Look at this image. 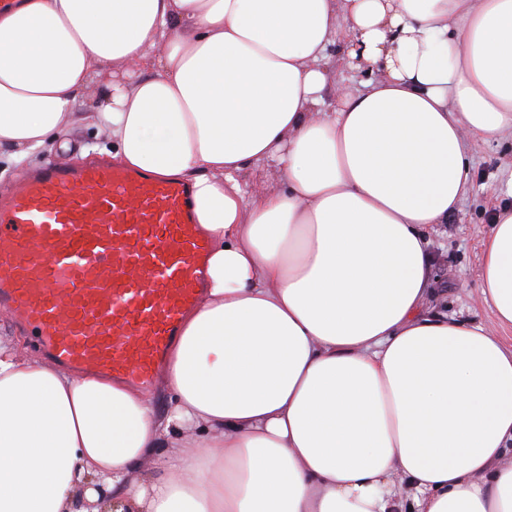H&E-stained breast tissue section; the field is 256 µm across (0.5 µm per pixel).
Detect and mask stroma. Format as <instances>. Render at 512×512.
<instances>
[{
  "label": "stroma",
  "instance_id": "1",
  "mask_svg": "<svg viewBox=\"0 0 512 512\" xmlns=\"http://www.w3.org/2000/svg\"><path fill=\"white\" fill-rule=\"evenodd\" d=\"M470 187L446 223L434 225L430 239L435 263L430 306L469 320L490 323L478 277L480 243L496 211L512 206V133L473 140Z\"/></svg>",
  "mask_w": 512,
  "mask_h": 512
}]
</instances>
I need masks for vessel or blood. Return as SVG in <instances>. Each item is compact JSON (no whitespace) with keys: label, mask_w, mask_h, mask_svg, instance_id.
Here are the masks:
<instances>
[{"label":"vessel or blood","mask_w":512,"mask_h":512,"mask_svg":"<svg viewBox=\"0 0 512 512\" xmlns=\"http://www.w3.org/2000/svg\"><path fill=\"white\" fill-rule=\"evenodd\" d=\"M192 188L45 163L0 192V310L80 374L151 384L207 275Z\"/></svg>","instance_id":"b4317fda"}]
</instances>
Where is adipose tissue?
<instances>
[{
	"instance_id": "obj_1",
	"label": "adipose tissue",
	"mask_w": 512,
	"mask_h": 512,
	"mask_svg": "<svg viewBox=\"0 0 512 512\" xmlns=\"http://www.w3.org/2000/svg\"><path fill=\"white\" fill-rule=\"evenodd\" d=\"M339 34L380 77L326 112ZM77 126L190 183L208 278L162 412L0 338V512H512V208L481 246L493 325L425 308L469 144L512 130V0H19L14 187ZM270 162L285 189H245Z\"/></svg>"
}]
</instances>
